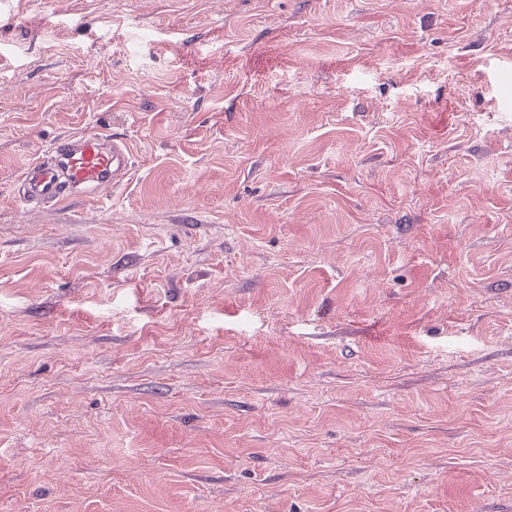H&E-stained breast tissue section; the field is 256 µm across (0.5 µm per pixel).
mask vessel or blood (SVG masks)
<instances>
[{"instance_id":"obj_1","label":"vessel or blood","mask_w":512,"mask_h":512,"mask_svg":"<svg viewBox=\"0 0 512 512\" xmlns=\"http://www.w3.org/2000/svg\"><path fill=\"white\" fill-rule=\"evenodd\" d=\"M130 166L124 140L92 132L69 135L44 146L23 169L16 199L24 206L99 201L123 184Z\"/></svg>"}]
</instances>
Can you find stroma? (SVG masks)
Masks as SVG:
<instances>
[{
    "mask_svg": "<svg viewBox=\"0 0 512 512\" xmlns=\"http://www.w3.org/2000/svg\"><path fill=\"white\" fill-rule=\"evenodd\" d=\"M0 512H512V0H0ZM38 150L20 174L16 199L23 206L101 202L105 192L123 184L131 166L129 145L99 133L69 135Z\"/></svg>",
    "mask_w": 512,
    "mask_h": 512,
    "instance_id": "obj_1",
    "label": "stroma"
}]
</instances>
